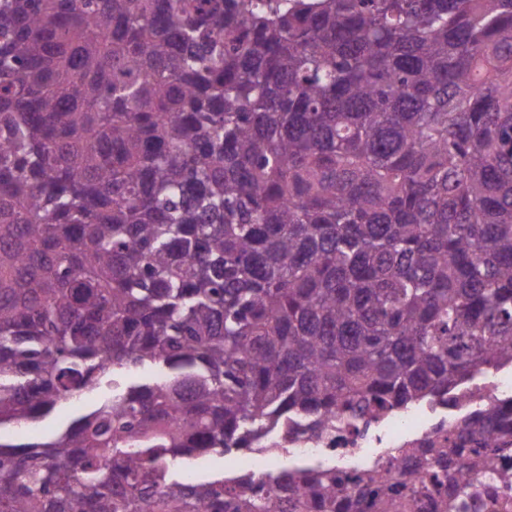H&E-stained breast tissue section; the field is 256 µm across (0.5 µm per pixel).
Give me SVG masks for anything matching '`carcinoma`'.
I'll list each match as a JSON object with an SVG mask.
<instances>
[{
    "label": "carcinoma",
    "mask_w": 512,
    "mask_h": 512,
    "mask_svg": "<svg viewBox=\"0 0 512 512\" xmlns=\"http://www.w3.org/2000/svg\"><path fill=\"white\" fill-rule=\"evenodd\" d=\"M510 366L512 0H0V429L102 393L0 439V512H345L177 464ZM511 430L355 510L469 512ZM73 409V404H64L55 415L49 417L43 422L17 429L13 433L14 442L23 443L29 441H47L52 439L57 434L60 423L69 417Z\"/></svg>",
    "instance_id": "obj_1"
}]
</instances>
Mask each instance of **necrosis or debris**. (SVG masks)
Listing matches in <instances>:
<instances>
[{
	"label": "necrosis or debris",
	"mask_w": 512,
	"mask_h": 512,
	"mask_svg": "<svg viewBox=\"0 0 512 512\" xmlns=\"http://www.w3.org/2000/svg\"><path fill=\"white\" fill-rule=\"evenodd\" d=\"M512 397V373L492 375L471 385L448 402L432 401L422 411L403 416L389 414L371 424L337 416L332 430L320 438L303 436L288 445L268 440L258 450L244 452L241 468L256 480H266L287 461L322 458L335 461L339 471L353 474L383 463H390L397 480H405L420 468V447L438 431L447 430L469 406L492 403Z\"/></svg>",
	"instance_id": "4bbe7bcc"
}]
</instances>
